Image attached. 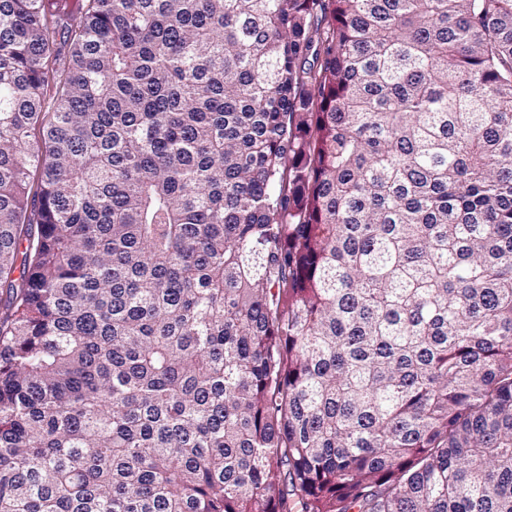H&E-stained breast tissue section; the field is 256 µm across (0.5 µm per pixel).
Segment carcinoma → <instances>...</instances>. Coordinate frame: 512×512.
<instances>
[{
  "instance_id": "carcinoma-1",
  "label": "carcinoma",
  "mask_w": 512,
  "mask_h": 512,
  "mask_svg": "<svg viewBox=\"0 0 512 512\" xmlns=\"http://www.w3.org/2000/svg\"><path fill=\"white\" fill-rule=\"evenodd\" d=\"M0 512H512V0H0Z\"/></svg>"
}]
</instances>
